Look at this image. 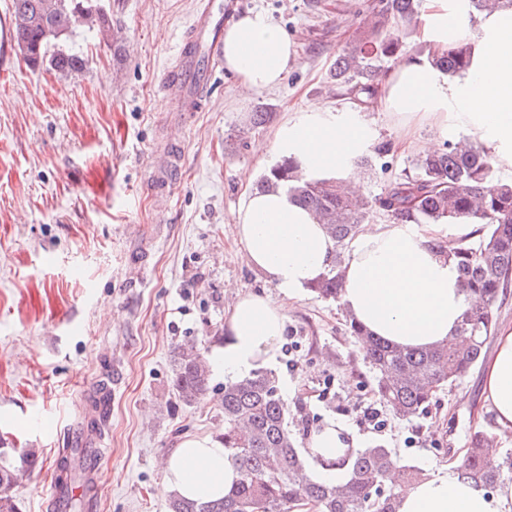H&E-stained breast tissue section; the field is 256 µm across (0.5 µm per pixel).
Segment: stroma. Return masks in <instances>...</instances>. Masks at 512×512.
<instances>
[{"mask_svg": "<svg viewBox=\"0 0 512 512\" xmlns=\"http://www.w3.org/2000/svg\"><path fill=\"white\" fill-rule=\"evenodd\" d=\"M204 0H100L119 37L77 30L88 63L62 74L33 68L13 40L11 0H0V436L27 465L13 493L20 512H43L50 475L68 449L100 447L98 512H168L159 495L166 454L189 436L224 431V384L182 404L173 351L208 352L240 293L280 301L251 267L232 214L258 187L288 113L321 100L353 109L327 73L364 29L365 0H229L233 15L266 11L291 34L298 58L274 90L242 91L223 66L201 88L199 112L175 118L160 80L175 65ZM270 121L254 127L255 111ZM180 153L181 174L164 199L143 170L155 149ZM417 150L395 151L362 189L375 196L412 174ZM274 370L289 408L336 418L355 447L379 441L405 462L435 471L467 448L478 418L480 368L438 393L427 413L365 424L379 407L373 372L341 305L308 292L291 301ZM112 396L101 435L89 400Z\"/></svg>", "mask_w": 512, "mask_h": 512, "instance_id": "stroma-1", "label": "stroma"}]
</instances>
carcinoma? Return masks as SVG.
<instances>
[{
	"label": "carcinoma",
	"instance_id": "obj_1",
	"mask_svg": "<svg viewBox=\"0 0 512 512\" xmlns=\"http://www.w3.org/2000/svg\"><path fill=\"white\" fill-rule=\"evenodd\" d=\"M416 0H381L368 5L372 22L361 37L340 52L329 70L330 83L344 88L351 99L369 108L379 94L381 64L407 48L418 24ZM14 40L31 66L45 62L58 72L83 70L86 58L71 48H56L61 38L86 26L99 40H112V24L98 0H12ZM432 64L448 73L464 69L468 46L462 41L448 50L427 51ZM393 144L379 140L352 161L364 172L389 156ZM285 186L297 202L311 210L338 245L351 239L376 211L391 220L410 224H476L478 242L453 249L463 285L483 298V305L467 309L458 335L414 350L371 337L348 322L374 374V392L389 413L400 420L422 414L446 385L461 379L480 360L496 325V302L512 286V184L494 182V169L476 142L447 143L446 149L416 162V172L391 182L385 191L366 196L349 190L343 179H308L299 163L284 159L273 165L259 188ZM343 284L337 274L316 283L311 291L337 302ZM172 384L187 406L209 393L210 370L195 346L174 352ZM224 449L241 478L224 498L197 503L179 496L170 499V512H295L311 504L316 512H398L397 496L389 483L421 479L423 470L403 462L392 449L377 442L366 448H346L334 461L298 448L288 431V407L278 378L271 370L224 385ZM345 470L346 482L337 487L304 474L309 462ZM457 475L481 489L512 485V451L492 448L490 437L472 436ZM81 478L70 460L58 464L57 482L66 486ZM18 470L0 463V512H19L13 496Z\"/></svg>",
	"mask_w": 512,
	"mask_h": 512
}]
</instances>
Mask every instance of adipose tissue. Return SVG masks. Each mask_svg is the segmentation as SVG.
I'll return each mask as SVG.
<instances>
[{"label": "adipose tissue", "mask_w": 512, "mask_h": 512, "mask_svg": "<svg viewBox=\"0 0 512 512\" xmlns=\"http://www.w3.org/2000/svg\"><path fill=\"white\" fill-rule=\"evenodd\" d=\"M417 38L444 50L465 41L468 68L451 76L426 56L409 52L391 65L377 100L398 133L402 148L439 151L461 131L474 135L494 169L512 175V10L475 13L471 0H424ZM297 48L268 14L250 11L224 26L225 70L245 91L279 87ZM425 128L429 138L416 141ZM377 137L372 121L355 112H333L320 101L290 113L277 129L270 152L295 158L313 178L348 176L354 157ZM237 240L249 264L261 271L284 300L237 295L226 320L223 345L209 361L225 379L237 381L272 367L286 327V306L317 279L338 268L345 314L372 336L421 349L455 337L463 313L480 302L461 282L451 249L474 238L472 224H364L349 240L343 262L324 225L285 190L246 193L233 214ZM482 402L497 440L512 445V324L502 325L482 374ZM349 431L328 418L310 448L327 467L330 483L342 473L332 462L341 456ZM240 478L224 443L213 436L188 437L166 455L160 491L197 502L216 500ZM398 512H512V490L493 494L463 482L452 465L396 486Z\"/></svg>", "instance_id": "adipose-tissue-1"}]
</instances>
